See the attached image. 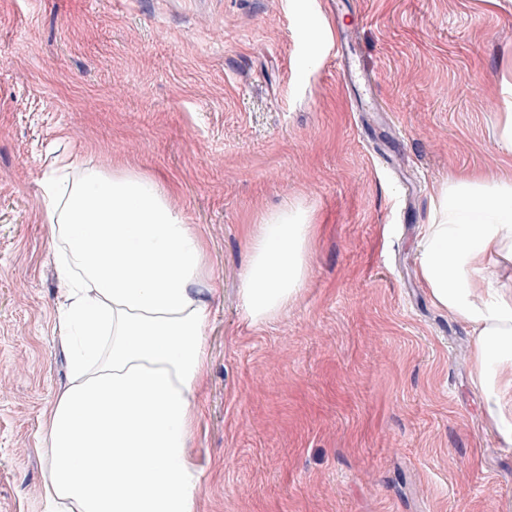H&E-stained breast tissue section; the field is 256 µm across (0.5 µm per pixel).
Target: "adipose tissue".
Instances as JSON below:
<instances>
[{
	"mask_svg": "<svg viewBox=\"0 0 512 512\" xmlns=\"http://www.w3.org/2000/svg\"><path fill=\"white\" fill-rule=\"evenodd\" d=\"M74 338L69 379L39 443L48 512H196L197 435L212 281L206 246L158 180L67 158L47 175ZM314 226L284 206L255 225L242 276L250 323L285 311L303 288ZM433 301L473 336L472 382L498 439L512 446V178L465 174L439 186L418 241Z\"/></svg>",
	"mask_w": 512,
	"mask_h": 512,
	"instance_id": "1",
	"label": "adipose tissue"
}]
</instances>
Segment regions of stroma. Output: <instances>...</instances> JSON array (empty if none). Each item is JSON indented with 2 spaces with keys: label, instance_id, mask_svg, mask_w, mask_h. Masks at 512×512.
Masks as SVG:
<instances>
[{
  "label": "stroma",
  "instance_id": "stroma-1",
  "mask_svg": "<svg viewBox=\"0 0 512 512\" xmlns=\"http://www.w3.org/2000/svg\"><path fill=\"white\" fill-rule=\"evenodd\" d=\"M355 15L396 128L369 140L332 51ZM510 75L512 0H0V512H47L71 342L42 182L65 156L153 176L206 243L197 512H512V447L417 249L441 183L512 177ZM287 204L316 226L307 282L253 325L249 233Z\"/></svg>",
  "mask_w": 512,
  "mask_h": 512
}]
</instances>
